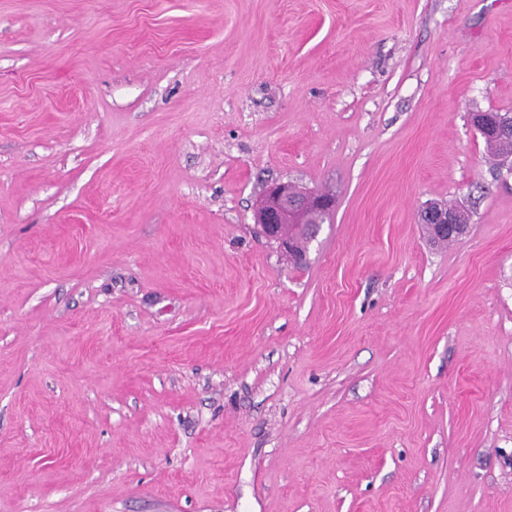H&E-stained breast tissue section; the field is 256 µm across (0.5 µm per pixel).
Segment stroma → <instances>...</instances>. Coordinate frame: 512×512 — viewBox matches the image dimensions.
<instances>
[{
  "label": "stroma",
  "mask_w": 512,
  "mask_h": 512,
  "mask_svg": "<svg viewBox=\"0 0 512 512\" xmlns=\"http://www.w3.org/2000/svg\"><path fill=\"white\" fill-rule=\"evenodd\" d=\"M489 111L512 0H0V512H512ZM263 204L257 212V224L262 233L275 241L284 253L292 252L297 237L311 211L328 214L333 207L331 200L320 194L306 192L297 195L291 184L273 183L266 190ZM420 220L422 224L429 225L432 233L429 228H425L429 241L434 245H448V243L457 240L459 237L448 240L437 238L433 235H441L445 233L460 235L462 233V227L455 223L454 213L452 211L447 212L439 209L434 210V208L429 207L420 213Z\"/></svg>",
  "instance_id": "obj_1"
}]
</instances>
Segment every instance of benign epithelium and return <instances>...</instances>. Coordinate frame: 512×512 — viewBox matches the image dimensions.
Wrapping results in <instances>:
<instances>
[{
	"mask_svg": "<svg viewBox=\"0 0 512 512\" xmlns=\"http://www.w3.org/2000/svg\"><path fill=\"white\" fill-rule=\"evenodd\" d=\"M476 126L482 133L511 134L512 113L499 114L490 125L478 119ZM332 207L331 200L317 193L306 192L298 195L288 183H273L266 190L263 204L257 212V224L266 237L278 244L282 252L288 253L296 246V232L303 228L310 233L315 230L312 225H304L306 215L311 211L326 215ZM420 220L421 223L429 225L434 235L462 233V227L455 223L454 213L451 211L429 207L420 213Z\"/></svg>",
	"mask_w": 512,
	"mask_h": 512,
	"instance_id": "benign-epithelium-1",
	"label": "benign epithelium"
}]
</instances>
